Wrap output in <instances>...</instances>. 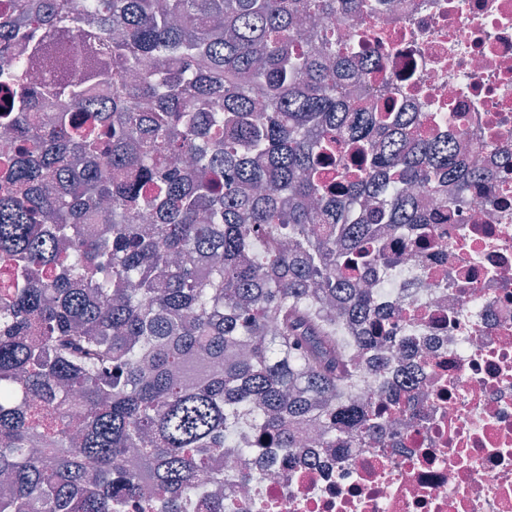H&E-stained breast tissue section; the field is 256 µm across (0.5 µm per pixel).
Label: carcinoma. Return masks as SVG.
<instances>
[{
	"label": "carcinoma",
	"instance_id": "obj_1",
	"mask_svg": "<svg viewBox=\"0 0 512 512\" xmlns=\"http://www.w3.org/2000/svg\"><path fill=\"white\" fill-rule=\"evenodd\" d=\"M376 10L0 0V512H224V426L284 456L301 424L327 451L382 427L336 402L355 362L334 322L387 342L356 286L388 261L374 225L422 249L450 204L415 195L495 183L417 113L346 95L336 20Z\"/></svg>",
	"mask_w": 512,
	"mask_h": 512
}]
</instances>
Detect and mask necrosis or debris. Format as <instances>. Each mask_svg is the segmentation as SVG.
Instances as JSON below:
<instances>
[{
	"mask_svg": "<svg viewBox=\"0 0 512 512\" xmlns=\"http://www.w3.org/2000/svg\"><path fill=\"white\" fill-rule=\"evenodd\" d=\"M361 23L383 69L374 96L476 155L494 197H465L419 257L385 241L366 277L396 317L381 351L358 358L355 393L380 395L416 363L406 406L383 436L338 451L306 448L290 465L252 449L245 495L224 512H512V0H378Z\"/></svg>",
	"mask_w": 512,
	"mask_h": 512,
	"instance_id": "necrosis-or-debris-1",
	"label": "necrosis or debris"
}]
</instances>
